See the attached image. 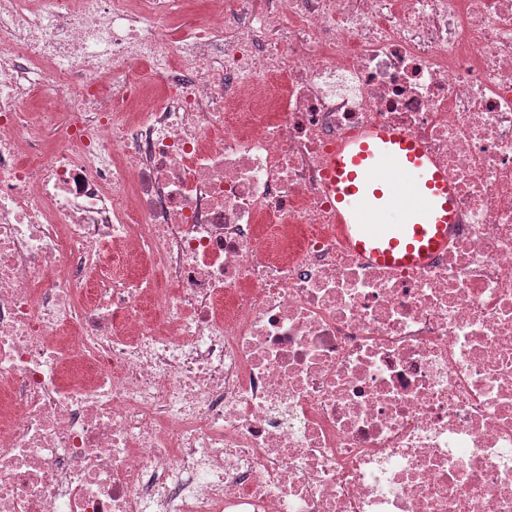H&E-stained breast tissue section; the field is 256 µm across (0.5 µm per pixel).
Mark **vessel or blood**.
I'll return each mask as SVG.
<instances>
[{
	"instance_id": "obj_1",
	"label": "vessel or blood",
	"mask_w": 512,
	"mask_h": 512,
	"mask_svg": "<svg viewBox=\"0 0 512 512\" xmlns=\"http://www.w3.org/2000/svg\"><path fill=\"white\" fill-rule=\"evenodd\" d=\"M326 178L337 230L366 261L410 270L447 247L458 221L452 179L408 131H358L331 151Z\"/></svg>"
}]
</instances>
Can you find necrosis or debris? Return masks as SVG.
<instances>
[{"mask_svg": "<svg viewBox=\"0 0 512 512\" xmlns=\"http://www.w3.org/2000/svg\"><path fill=\"white\" fill-rule=\"evenodd\" d=\"M377 124L411 271L327 191ZM0 512H512V0H0ZM326 178L337 230L366 261L410 270L448 246L458 221L452 179L408 131H358L331 151Z\"/></svg>", "mask_w": 512, "mask_h": 512, "instance_id": "4bbe7bcc", "label": "necrosis or debris"}]
</instances>
